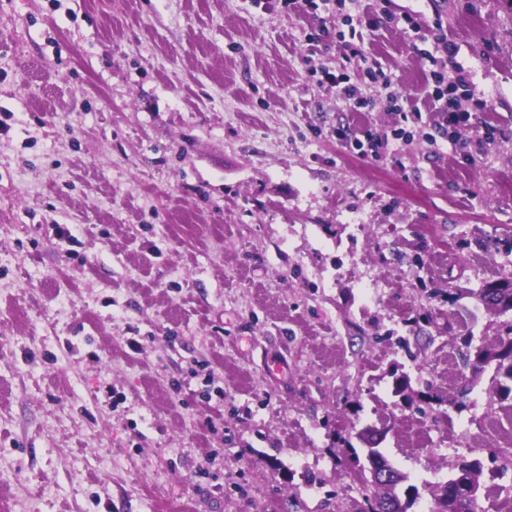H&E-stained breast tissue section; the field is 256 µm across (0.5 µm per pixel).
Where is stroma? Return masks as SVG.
<instances>
[{
	"instance_id": "obj_1",
	"label": "stroma",
	"mask_w": 512,
	"mask_h": 512,
	"mask_svg": "<svg viewBox=\"0 0 512 512\" xmlns=\"http://www.w3.org/2000/svg\"><path fill=\"white\" fill-rule=\"evenodd\" d=\"M361 6L420 111L380 161L349 143L389 129L385 100L356 111L308 73L344 63L307 39L342 24L334 0H0V512H360L334 427L387 418L424 502L459 457L512 456V400L452 407L461 334L498 341L474 292L512 275V8ZM405 13L442 19L485 102L453 136L429 137ZM417 325L416 361L378 340ZM396 361L434 417L393 396Z\"/></svg>"
}]
</instances>
